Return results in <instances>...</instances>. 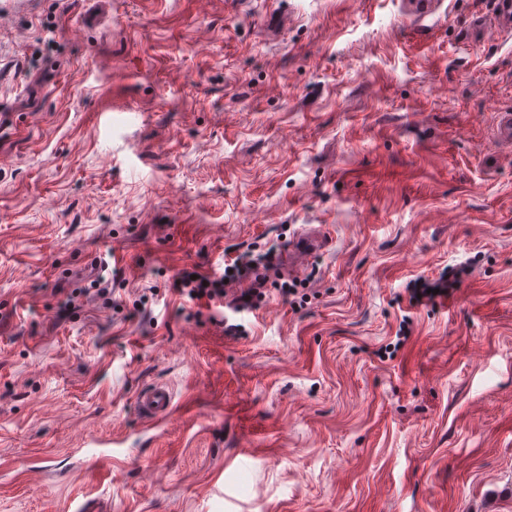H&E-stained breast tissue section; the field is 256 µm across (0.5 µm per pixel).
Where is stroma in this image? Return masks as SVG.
I'll list each match as a JSON object with an SVG mask.
<instances>
[{
	"instance_id": "1",
	"label": "stroma",
	"mask_w": 512,
	"mask_h": 512,
	"mask_svg": "<svg viewBox=\"0 0 512 512\" xmlns=\"http://www.w3.org/2000/svg\"><path fill=\"white\" fill-rule=\"evenodd\" d=\"M486 13L0 0V512H512ZM303 238L311 301L268 290L242 335L174 289ZM94 271L121 314L71 300ZM172 394L163 385L151 387L139 394L136 400L139 414L149 421L163 419L172 408Z\"/></svg>"
}]
</instances>
